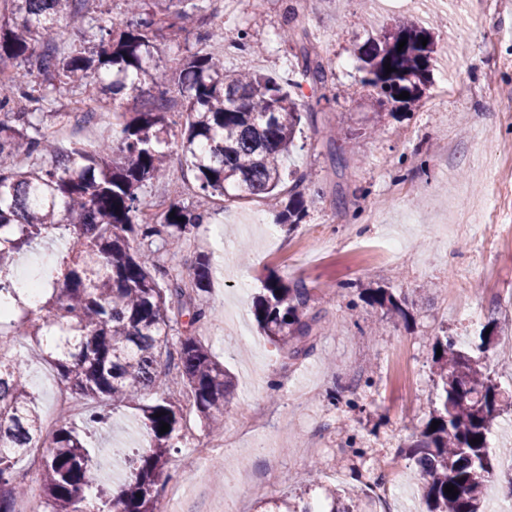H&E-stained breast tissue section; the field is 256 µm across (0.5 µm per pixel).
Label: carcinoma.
<instances>
[{"mask_svg": "<svg viewBox=\"0 0 512 512\" xmlns=\"http://www.w3.org/2000/svg\"><path fill=\"white\" fill-rule=\"evenodd\" d=\"M87 0H0V298L15 295L9 269L16 255L37 239L65 237L63 279L47 282V304L23 305L0 320V512H16L27 494L17 481L19 457L36 448L42 456L45 512H161L159 486L172 451L183 438L182 406L167 395L181 384L199 417L214 425L224 414L233 379L192 333L211 311L207 260L197 259L188 277L160 261L170 242L208 223V210L171 204L154 224L141 223L147 203L144 183L168 175L172 119L169 90L151 92L146 82L157 42L196 23L199 0H123L126 21L104 25L88 15ZM83 27L98 41L92 48L58 45V22ZM299 47L300 80L315 100L285 90L273 77L224 73L203 49L184 58L170 79L182 103L176 152L194 173L197 196L274 202L288 195L278 219L296 226L306 217L312 181L301 174L285 187V161L300 132L302 114L324 96L331 69L313 51L309 32L289 29ZM428 39L427 44L421 38ZM406 40L402 50L399 41ZM437 52L432 33L400 21L358 48L364 82L377 101L419 97ZM395 71L386 73L384 64ZM45 85L31 81L33 71ZM62 87L82 90L83 99L104 108L102 95L126 90L143 99L138 112L121 113V136L89 151L63 150L48 129L68 112H48ZM12 163L6 165L3 159ZM311 292L280 278L266 281L254 315L265 336L297 356L311 338L315 318H305ZM371 303L402 311L393 296L378 290ZM30 336L45 345L47 358L71 393L94 402L88 420L105 423L110 413L147 395L139 406L148 447L129 459L118 491L93 486L91 451L70 417L61 414L44 439L37 398L27 387V366L13 337ZM438 403L429 422L409 445L425 481L427 512H484L488 483L501 475L512 485L488 446L495 420L512 407V393L500 392L482 357L452 338L437 339ZM163 416H158V413ZM439 422L431 429V422ZM169 424L162 434L159 427ZM478 438L480 442L473 443ZM456 486L458 494L444 493ZM321 512H372L368 495L322 489ZM263 512H314L304 496L262 502Z\"/></svg>", "mask_w": 512, "mask_h": 512, "instance_id": "carcinoma-1", "label": "carcinoma"}]
</instances>
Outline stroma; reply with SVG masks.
<instances>
[{"label": "stroma", "instance_id": "stroma-1", "mask_svg": "<svg viewBox=\"0 0 512 512\" xmlns=\"http://www.w3.org/2000/svg\"><path fill=\"white\" fill-rule=\"evenodd\" d=\"M410 19L430 27L440 52L419 101L376 103L355 57L368 37ZM307 29L333 71L321 110L303 117L287 166L315 186L307 215L291 228L254 223L271 217L260 199L214 200L210 223L169 253L179 271L199 256L211 271L210 319L199 339L234 378L224 425L187 419L212 441L199 462L180 444L161 488L180 486L179 512H258V500L360 481L392 485L394 512H425L423 479L401 447L429 419L435 398L434 343L449 335L476 340L490 327L496 352L486 365L501 390H512V0H483L460 47L450 13L433 0H242L224 20V38L207 51L225 69L262 72L284 82L298 60L285 36ZM196 28L159 42L152 72L167 82L199 47ZM247 47H237L238 37ZM446 105L427 111L434 97ZM333 142L317 135L323 121ZM346 160L345 168L332 163ZM345 206H338V199ZM401 242L395 254L382 243ZM309 288L316 319L308 354L273 345L259 330L253 301L268 275ZM402 299L405 315L370 303L373 289ZM139 410L124 407L111 429L91 430L92 474L121 471L116 448L134 453L147 440Z\"/></svg>", "mask_w": 512, "mask_h": 512}]
</instances>
